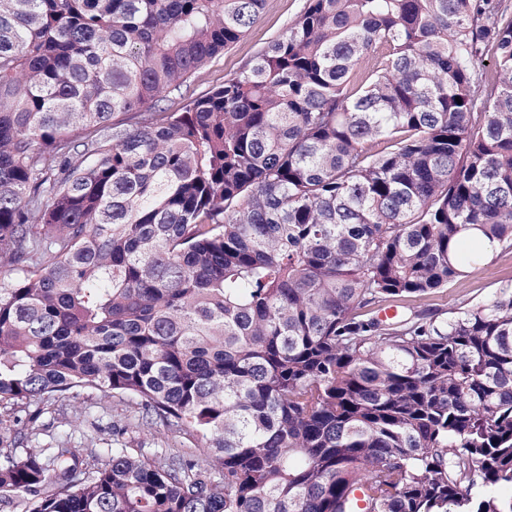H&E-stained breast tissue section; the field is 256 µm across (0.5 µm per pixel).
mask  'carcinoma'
<instances>
[{
	"mask_svg": "<svg viewBox=\"0 0 512 512\" xmlns=\"http://www.w3.org/2000/svg\"><path fill=\"white\" fill-rule=\"evenodd\" d=\"M0 0V408L126 397L200 459L0 434L22 512H512L502 0ZM365 503L358 509L354 492ZM304 5L305 0H264L257 23L189 78L182 87V95L176 91L166 93L165 105L172 110L178 109L190 98L207 93L249 67L272 40L287 30ZM512 280V252L498 254L492 271L472 269L448 285L447 290L416 303L418 309L437 308L448 312L455 304H476L492 295L496 288Z\"/></svg>",
	"mask_w": 512,
	"mask_h": 512,
	"instance_id": "obj_1",
	"label": "carcinoma"
}]
</instances>
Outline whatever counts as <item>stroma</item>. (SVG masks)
Instances as JSON below:
<instances>
[{
    "label": "stroma",
    "instance_id": "1",
    "mask_svg": "<svg viewBox=\"0 0 512 512\" xmlns=\"http://www.w3.org/2000/svg\"><path fill=\"white\" fill-rule=\"evenodd\" d=\"M304 5L305 0H264L257 23L189 78L181 91L168 93L167 106L178 109L187 100L207 93L249 67L272 40L287 30ZM510 281L512 252L506 251L499 253L491 271H468L450 283L447 290L420 301L419 306L446 311L463 302L476 304ZM19 430L25 433L24 439L16 443L21 451L54 448L64 442L82 459L88 457L91 449L114 445L147 451L169 448L198 458L204 455L195 437L178 427L143 418L124 397L97 392H83L50 405L33 403L11 412L0 410V433L15 436Z\"/></svg>",
    "mask_w": 512,
    "mask_h": 512
}]
</instances>
